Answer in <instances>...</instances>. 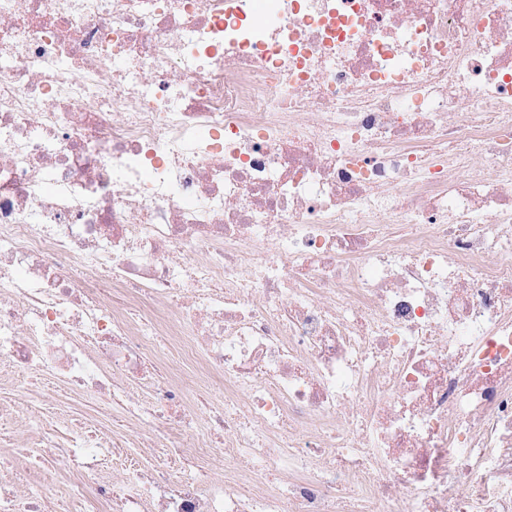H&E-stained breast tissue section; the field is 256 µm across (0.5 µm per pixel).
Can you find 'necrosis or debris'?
<instances>
[{"label": "necrosis or debris", "mask_w": 512, "mask_h": 512, "mask_svg": "<svg viewBox=\"0 0 512 512\" xmlns=\"http://www.w3.org/2000/svg\"><path fill=\"white\" fill-rule=\"evenodd\" d=\"M1 382L0 512H512V0H0Z\"/></svg>", "instance_id": "necrosis-or-debris-1"}]
</instances>
